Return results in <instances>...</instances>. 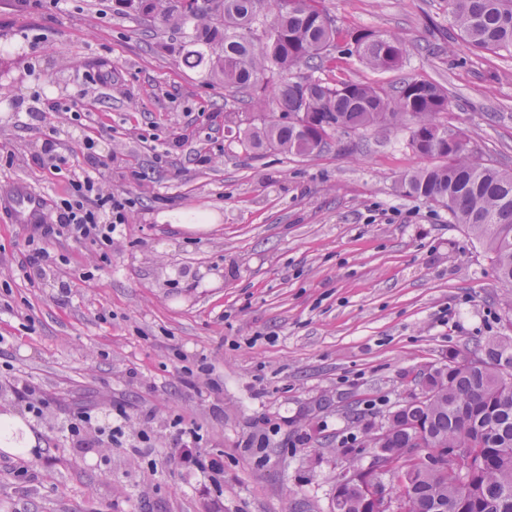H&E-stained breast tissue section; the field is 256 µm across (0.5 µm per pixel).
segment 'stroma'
Returning <instances> with one entry per match:
<instances>
[{
    "instance_id": "stroma-1",
    "label": "stroma",
    "mask_w": 512,
    "mask_h": 512,
    "mask_svg": "<svg viewBox=\"0 0 512 512\" xmlns=\"http://www.w3.org/2000/svg\"><path fill=\"white\" fill-rule=\"evenodd\" d=\"M113 3L0 0V415L35 439L0 451V512H332L339 474L372 463L366 432L420 395V375L512 336V293L446 208L404 193L425 164L407 130L252 152L239 134L264 113L187 60L182 30ZM324 3L406 49L382 73L337 42L325 78L437 83L443 122L512 169V53L472 52L449 0ZM84 134L111 143L93 170ZM52 135L58 174L35 158ZM86 169L132 199L125 230L108 247L48 241L29 283L35 226ZM19 188L43 199L35 222ZM178 422L201 436L197 464L174 458ZM50 261V254L44 248H34L28 251L27 255L20 262V269L29 280L43 277L46 273V266Z\"/></svg>"
}]
</instances>
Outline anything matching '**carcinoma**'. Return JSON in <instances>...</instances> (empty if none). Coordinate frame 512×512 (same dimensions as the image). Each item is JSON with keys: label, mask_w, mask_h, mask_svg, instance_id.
<instances>
[{"label": "carcinoma", "mask_w": 512, "mask_h": 512, "mask_svg": "<svg viewBox=\"0 0 512 512\" xmlns=\"http://www.w3.org/2000/svg\"><path fill=\"white\" fill-rule=\"evenodd\" d=\"M120 12L191 29L187 55L206 64L260 112L275 108L260 127L244 132L251 149L301 157L329 147L349 131L388 122L409 130L408 145L430 164L402 178L408 195L448 209L491 255L501 287L512 292V170L489 163L469 138L438 122L449 108L448 92L417 77L391 91L352 80H328L294 71L321 70L340 37L348 53L380 72L399 69L402 42L391 33L343 34L321 0H118ZM459 37L478 53L512 52V0H450ZM512 336L477 348L423 377L421 394L399 405L365 440L367 448H418L396 467L391 494L400 512H448L468 503L470 512H512ZM441 448H474L461 473L449 465L431 471L422 456ZM357 483L339 488L334 512H364Z\"/></svg>", "instance_id": "1"}]
</instances>
